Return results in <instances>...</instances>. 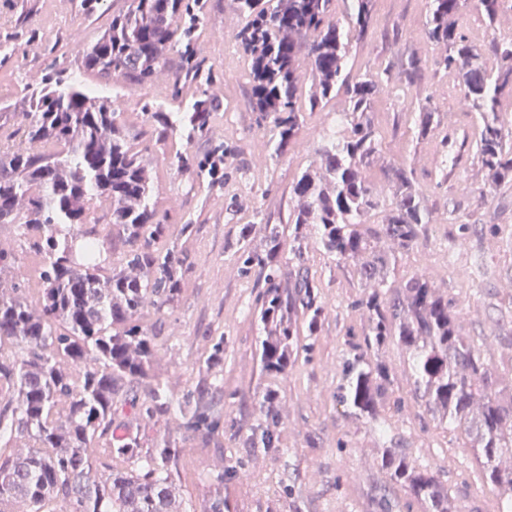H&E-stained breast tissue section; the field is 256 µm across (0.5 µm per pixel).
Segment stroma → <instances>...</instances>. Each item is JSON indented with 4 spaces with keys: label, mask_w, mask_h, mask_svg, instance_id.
<instances>
[{
    "label": "stroma",
    "mask_w": 512,
    "mask_h": 512,
    "mask_svg": "<svg viewBox=\"0 0 512 512\" xmlns=\"http://www.w3.org/2000/svg\"><path fill=\"white\" fill-rule=\"evenodd\" d=\"M126 0H101L88 14L83 0H0V45L14 55L0 64V103L8 108V127L24 122L32 88L39 78L82 82L98 95L122 100L121 120L137 146H150L155 209L166 215L180 251L192 265L179 301L165 312L145 309L144 325L156 326L160 339L154 368L174 399L193 391L216 339L224 341V381L216 394L224 423L218 438L202 445L193 437L179 443L173 480L195 512H203L214 489H222L231 512H424L407 490L390 480L380 460L394 448L447 485L457 512H498L501 501L485 483L482 462L464 448L454 432L440 426L415 390L412 360L399 345L374 350L364 344L368 314L354 302L364 290L353 264H339L310 247L306 266L320 281L322 327L311 351L300 353L287 372L261 368L262 324L252 304L254 279L245 277L227 243L238 225L263 218L287 224L289 189L303 171L316 165L323 136L343 130L349 107L346 94L324 101L306 113L300 136L288 152L275 153V138L258 126L252 108L250 60L235 38L243 20L231 0H208L207 21L196 33L200 53L213 64L216 80L200 88H182L183 101L208 96L219 106L213 136L239 148L235 167L224 172L223 187L196 183L190 173L172 166L170 156L193 147L204 152L210 138L187 142L177 133L154 144L145 104L176 111L168 99L172 72L150 85L100 81L78 66L74 39L96 40ZM429 0H373L372 23L353 37L347 68L353 77L387 71L389 87L372 104L383 138L381 159L370 169L377 192L388 195V165L406 162L431 213L417 246L399 255L389 278L398 287L409 277L426 274L435 287L457 303L459 328L486 348V357L503 383L512 382V190L480 204L465 187L477 180L469 149L474 132L471 112L448 111L453 73L434 64L440 49L425 34ZM419 69L407 76L409 58ZM430 99L438 125L416 139L413 120L423 99ZM467 213L472 225L460 233L451 213ZM192 224L183 236L181 225ZM499 227L490 234L488 225ZM384 362L391 374L388 400L376 418L356 415L338 402L342 363L357 354ZM276 391L280 421L271 448L249 447L243 430L256 421L254 405L266 391ZM222 486H215L216 476Z\"/></svg>",
    "instance_id": "obj_1"
}]
</instances>
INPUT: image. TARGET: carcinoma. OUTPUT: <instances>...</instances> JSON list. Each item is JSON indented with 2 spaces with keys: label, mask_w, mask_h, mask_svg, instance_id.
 Here are the masks:
<instances>
[{
  "label": "carcinoma",
  "mask_w": 512,
  "mask_h": 512,
  "mask_svg": "<svg viewBox=\"0 0 512 512\" xmlns=\"http://www.w3.org/2000/svg\"><path fill=\"white\" fill-rule=\"evenodd\" d=\"M355 12L336 17L335 0H233L247 24L236 39L251 60L257 123L277 138L283 154L304 122L301 101L315 108L344 87L351 109L348 134L330 135L317 150L316 166L292 185L288 259L280 251L278 224H241L230 247L241 272L261 286L256 308L263 324L262 370L283 373L299 352L311 350L324 315L321 283L305 268L310 242L336 263L354 262L366 291L365 343L378 349L396 343L412 358L417 388L432 415L463 445L484 457L486 484L512 512V386L505 387L481 345L464 334L459 310L423 274L407 279L386 298L398 254L417 244L430 212L410 166L392 164V194L385 199L369 179L382 153L371 112L389 78L345 74L350 33H364L371 0H355ZM507 0H477L491 31L488 44L468 41L457 28L467 0H430L428 38L443 48L439 68L455 71L459 92L475 116L471 147L481 175L479 198L512 187V121L501 116L500 98L512 92V35L497 34ZM206 19L204 0H128L104 32L83 52L82 66L106 82H154L172 61L170 84L179 98L183 81L199 86L215 72L198 53L193 34ZM497 67L487 63V56ZM310 66L302 91L301 61ZM217 105L208 97L182 112H147L156 141L177 131L187 140L208 135ZM25 123L0 143V224L15 226L21 245L42 257L40 288L29 296L23 280L1 273L15 259L0 250V512H194L177 491L172 467L177 435L206 444L218 432L213 394L222 385L224 337L204 360L205 384L173 403L153 373L158 334L141 323L144 309L174 306L191 264L173 241L169 225L150 204L153 189L149 147L127 141L114 102L70 82L43 85L29 95ZM436 113H416L417 137L433 129ZM238 152L217 142L202 155L189 149L173 163L211 187L224 185V165ZM380 224L366 223L375 211ZM127 247L123 262L102 257L109 237ZM294 269L284 279L283 268ZM338 401L374 418L391 379L379 361L351 359ZM258 417L246 440L274 447L278 396L257 403ZM164 423L150 436L146 427ZM381 467L426 505V512H456L448 487L408 456L388 450Z\"/></svg>",
  "instance_id": "obj_1"
}]
</instances>
